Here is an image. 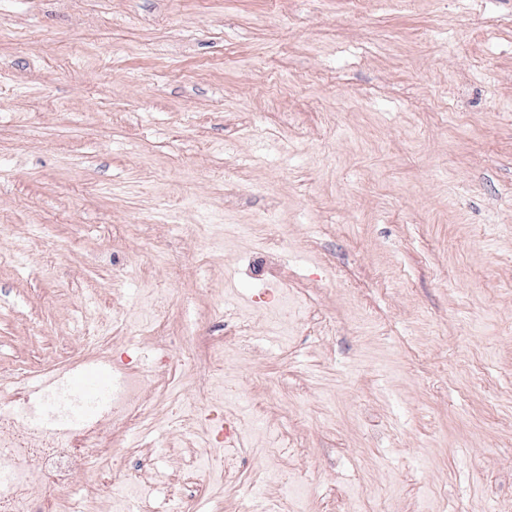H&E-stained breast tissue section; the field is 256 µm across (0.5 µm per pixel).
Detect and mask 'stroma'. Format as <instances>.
Segmentation results:
<instances>
[{
	"label": "stroma",
	"instance_id": "1",
	"mask_svg": "<svg viewBox=\"0 0 512 512\" xmlns=\"http://www.w3.org/2000/svg\"><path fill=\"white\" fill-rule=\"evenodd\" d=\"M95 347L76 490L183 403L187 512H512V0H0V376ZM71 386L82 397L98 400L107 393L109 380L102 372H90L75 376ZM137 385L138 383L129 374H121L116 378L115 388L110 392V404L106 417L111 419L118 428L123 427L128 421L144 422L148 418L144 402H140L135 397ZM210 453H211L210 448H197L196 452L192 456L185 459V461L183 463V473H184L185 483L182 487L175 489V491L173 493V498H172L173 506H172V508H170L169 512L182 511L181 507H180V503L182 501V496H183L182 492H183V489L185 488V486H187L189 484V482H187L190 479L189 474L195 467L196 463Z\"/></svg>",
	"mask_w": 512,
	"mask_h": 512
}]
</instances>
